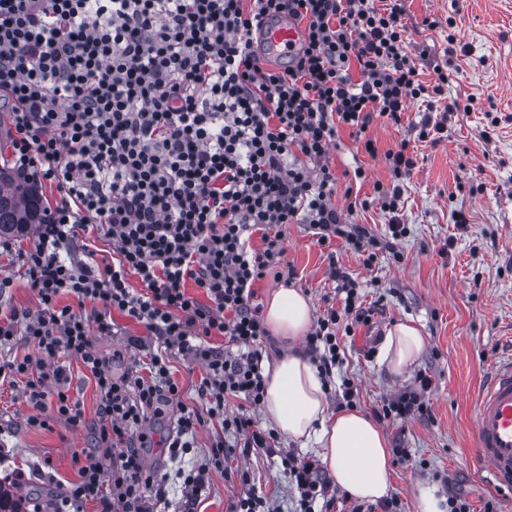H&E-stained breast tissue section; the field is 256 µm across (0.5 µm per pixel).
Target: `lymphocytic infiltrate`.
I'll use <instances>...</instances> for the list:
<instances>
[{
  "label": "lymphocytic infiltrate",
  "instance_id": "obj_1",
  "mask_svg": "<svg viewBox=\"0 0 512 512\" xmlns=\"http://www.w3.org/2000/svg\"><path fill=\"white\" fill-rule=\"evenodd\" d=\"M404 15L401 0H0V111L11 117L15 166L26 181L54 182L61 194L21 255L41 306L0 318V343L21 333L38 355L1 365L0 375L27 376L33 428L47 425L46 409L81 424L65 388L67 359L78 360L100 394L103 453L80 467L56 512L87 501L100 512H154L165 491L154 486L146 449L158 445L179 457L191 446L189 433L207 422L236 434L246 451L273 453L274 434L247 412L261 405L266 388L268 330L253 286L269 275L295 279L294 268L282 265L285 224L310 225L323 247L338 236L355 251L376 249L377 239L346 219L368 200L343 211L332 202L329 153L346 127L375 154L367 128L378 117L401 124L407 101L435 111L448 73L438 67L433 83L422 81ZM265 17L291 19L305 31L301 53L285 69L267 68L252 48V30ZM385 159L393 184L375 190L389 215L387 248L398 259L407 233L401 187L416 161L404 141ZM91 225L111 238L112 261L90 251L63 259L61 249ZM133 275L141 289L131 287ZM330 275L343 305L319 316L307 337L324 376L342 361L339 332L369 324L373 314L355 281L337 267ZM190 282L206 301L187 292ZM64 294L91 309L59 304ZM116 312L148 332L127 337L128 347L146 349L150 337L160 347L145 374L115 377L93 347L94 337L117 335ZM214 336L227 349L213 346ZM173 351L203 368L201 407H180L176 435L157 439L148 425L166 417L179 394ZM431 388V378L418 374L411 390L381 400L376 418L427 413ZM230 397L245 409L225 412ZM282 464L298 512H315L331 488L317 461L288 454Z\"/></svg>",
  "mask_w": 512,
  "mask_h": 512
}]
</instances>
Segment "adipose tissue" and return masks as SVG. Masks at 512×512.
<instances>
[{
  "label": "adipose tissue",
  "mask_w": 512,
  "mask_h": 512,
  "mask_svg": "<svg viewBox=\"0 0 512 512\" xmlns=\"http://www.w3.org/2000/svg\"><path fill=\"white\" fill-rule=\"evenodd\" d=\"M308 298L294 288L277 291L265 311V323L283 339H299L308 329ZM426 340L408 322L395 324L385 337L380 362L395 375L404 374L420 357ZM263 411L266 420L288 440L314 445L333 481L350 497L379 500L390 490V455L377 424L357 410L329 411L325 383L309 358L283 353L265 368Z\"/></svg>",
  "instance_id": "obj_1"
}]
</instances>
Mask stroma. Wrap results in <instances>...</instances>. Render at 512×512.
I'll return each mask as SVG.
<instances>
[{
    "label": "stroma",
    "mask_w": 512,
    "mask_h": 512,
    "mask_svg": "<svg viewBox=\"0 0 512 512\" xmlns=\"http://www.w3.org/2000/svg\"><path fill=\"white\" fill-rule=\"evenodd\" d=\"M405 9L410 55L423 80H432L434 66H447L444 102L471 95L473 111L449 113L444 131L422 139L418 132L425 106L411 101L401 125L381 118L369 125L366 135L376 155H368L346 128L339 130L330 151L337 177L332 201L343 210L351 198L371 196L375 182H390L384 155L408 141L417 165L404 182L400 203L408 228L399 243L403 259L395 261L382 249L368 263L343 239L327 249L317 244L308 225L286 224L284 261L295 268L293 285L309 298L314 314L342 304L329 277L334 264L359 283L365 302H381L373 316L377 330L387 332L410 318L426 338L412 373L396 377L380 365L378 350L361 348L364 328L356 326L354 335L339 338L344 362L326 388L329 409L338 410L341 383L351 379L357 410L369 414L381 398L411 388L416 373L431 377L428 414L379 424L390 447L409 452L408 462L392 465V491L401 500V512H415L421 484L459 491L473 512H484L489 502L497 512H512V496L494 492L477 466L473 439L477 391L492 367L512 355V222L501 208L503 198L512 199V0H405ZM427 18L435 20V28L424 26ZM358 168L365 170V179L355 178ZM29 246V238H17L12 251H0V275L13 278L12 287L0 295L2 308L35 311L40 306L18 258ZM115 320L125 336H97L93 344L120 376L140 358L138 350L126 348V335L142 336L146 329L120 314ZM25 383L22 376L0 383V449L8 454L0 464V479L31 491V504L47 506L78 481V469L89 457L101 454L94 440L99 393L81 364L70 361L69 394L79 403L81 426L53 418L48 427L32 428L26 423L34 409L25 397ZM219 440L232 451L223 466L215 467L211 450ZM235 442L233 434L207 422L197 427L193 448L181 463L155 447L146 452L147 465L167 475L168 497L177 502L185 497L178 468L209 464L195 512H231L248 486L271 498L278 512H294L281 455L290 451L308 457L311 449L281 437L277 454L266 456L243 453Z\"/></svg>",
    "instance_id": "35a3bbf8"
}]
</instances>
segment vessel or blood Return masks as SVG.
Returning <instances> with one entry per match:
<instances>
[{
	"instance_id": "1",
	"label": "vessel or blood",
	"mask_w": 512,
	"mask_h": 512,
	"mask_svg": "<svg viewBox=\"0 0 512 512\" xmlns=\"http://www.w3.org/2000/svg\"><path fill=\"white\" fill-rule=\"evenodd\" d=\"M302 30L288 19L265 20L253 32L259 56L282 64L301 43ZM477 461L492 487L512 495V357L496 364L476 403Z\"/></svg>"
}]
</instances>
